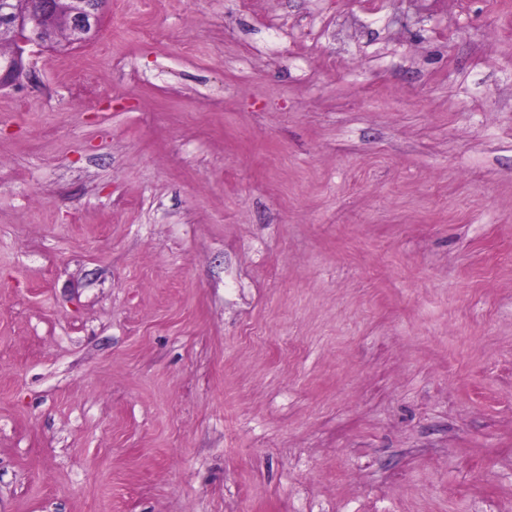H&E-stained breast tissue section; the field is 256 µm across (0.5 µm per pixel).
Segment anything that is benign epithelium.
<instances>
[{"label": "benign epithelium", "instance_id": "7a95c632", "mask_svg": "<svg viewBox=\"0 0 512 512\" xmlns=\"http://www.w3.org/2000/svg\"><path fill=\"white\" fill-rule=\"evenodd\" d=\"M102 5L103 0H70L66 7L59 0H0V37L11 46L0 66V88L20 82L29 70L26 48L54 46L58 30L68 31L76 43L91 39L101 25Z\"/></svg>", "mask_w": 512, "mask_h": 512}]
</instances>
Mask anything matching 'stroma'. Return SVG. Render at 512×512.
<instances>
[{
  "instance_id": "obj_1",
  "label": "stroma",
  "mask_w": 512,
  "mask_h": 512,
  "mask_svg": "<svg viewBox=\"0 0 512 512\" xmlns=\"http://www.w3.org/2000/svg\"><path fill=\"white\" fill-rule=\"evenodd\" d=\"M0 90V512H512V0H108Z\"/></svg>"
}]
</instances>
